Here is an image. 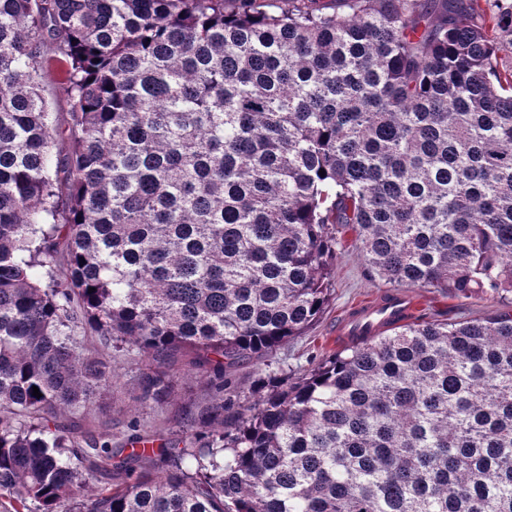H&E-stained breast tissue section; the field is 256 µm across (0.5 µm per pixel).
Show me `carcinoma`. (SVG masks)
<instances>
[{
	"instance_id": "1",
	"label": "carcinoma",
	"mask_w": 512,
	"mask_h": 512,
	"mask_svg": "<svg viewBox=\"0 0 512 512\" xmlns=\"http://www.w3.org/2000/svg\"><path fill=\"white\" fill-rule=\"evenodd\" d=\"M347 232L388 284L506 310L403 315L224 396V369L319 319ZM133 351L142 403L175 370L204 384L184 447L86 422ZM0 491L6 512H512V3L0 0Z\"/></svg>"
}]
</instances>
